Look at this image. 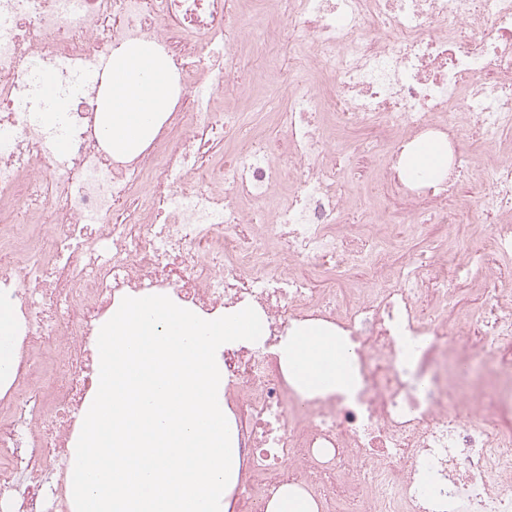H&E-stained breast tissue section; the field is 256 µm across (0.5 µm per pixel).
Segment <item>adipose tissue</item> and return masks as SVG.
I'll use <instances>...</instances> for the list:
<instances>
[{
    "mask_svg": "<svg viewBox=\"0 0 512 512\" xmlns=\"http://www.w3.org/2000/svg\"><path fill=\"white\" fill-rule=\"evenodd\" d=\"M177 95L166 60L151 43H134L115 52L102 81L106 149L115 157L138 151ZM277 353L300 393H350L359 385L357 373L345 367L352 353L348 339L321 327L309 325L283 337Z\"/></svg>",
    "mask_w": 512,
    "mask_h": 512,
    "instance_id": "ef3b65f1",
    "label": "adipose tissue"
}]
</instances>
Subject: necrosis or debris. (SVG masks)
<instances>
[{
	"mask_svg": "<svg viewBox=\"0 0 512 512\" xmlns=\"http://www.w3.org/2000/svg\"><path fill=\"white\" fill-rule=\"evenodd\" d=\"M0 0V304L16 315L0 372V512H75L72 449L98 381L91 345L124 297L160 294L202 318L250 306L259 348L222 354L239 474L227 512H267L284 487L319 512H512V292L454 317L450 284L512 256V162L457 189L512 131V0ZM150 42L180 92L139 153L99 122L113 53ZM51 74L56 122L28 106ZM265 82L250 110L228 81ZM57 100V101H58ZM281 133L250 134L251 112ZM364 130L354 145L343 136ZM67 140L56 153L57 134ZM442 144L437 177L411 173ZM390 199L351 210V182ZM481 219L462 263L424 258L413 230ZM347 233H337L339 225ZM308 323L348 337L361 385L305 397L275 348ZM478 340L491 392L461 395L449 337ZM442 155L441 145L436 141H422L413 155V164L428 174L436 172Z\"/></svg>",
	"mask_w": 512,
	"mask_h": 512,
	"instance_id": "obj_1",
	"label": "necrosis or debris"
}]
</instances>
